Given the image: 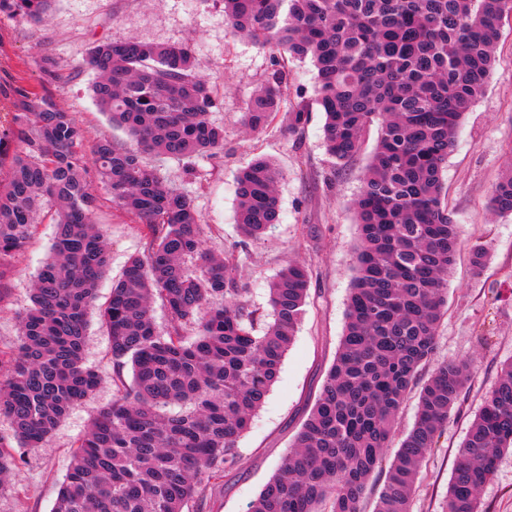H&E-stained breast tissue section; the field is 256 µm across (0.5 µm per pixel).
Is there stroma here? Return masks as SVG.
I'll return each instance as SVG.
<instances>
[{"mask_svg": "<svg viewBox=\"0 0 512 512\" xmlns=\"http://www.w3.org/2000/svg\"><path fill=\"white\" fill-rule=\"evenodd\" d=\"M137 39L190 44L198 73L219 104L212 124L223 127L224 147L196 159L192 168L153 156L149 162L193 201L205 225L206 247L215 254L238 255L235 277L243 298L265 306L269 282L291 262L312 273L302 323L262 409L239 442L238 466L215 482L205 512H247L276 473L302 422L319 396L342 336L357 243L352 200L375 145L337 167L323 140L325 116L314 107L315 69L310 61L288 60L286 104L311 103L302 133L288 135L281 117L260 132L241 123L248 97L268 79V50L235 37L224 22L221 0H57L46 20L0 13V84L49 90L57 105L76 117L85 145L101 137L125 140L99 110L91 93L94 75L85 65L89 48L102 41ZM54 62L55 79L42 71L43 56ZM498 61L484 95L466 116L443 172L448 210L459 226V247L448 279V312L438 332L435 361L468 359L474 376L459 409L448 420L439 448L423 466L413 492L412 512H444L448 483L460 444L501 365L512 360V215L489 209L492 189L512 168V18H504ZM282 171L278 185L280 220L248 248L239 245L236 176L256 158ZM95 220L109 242L108 271L97 291L98 303L131 257L143 254L146 238L139 220L118 208L111 193L96 185ZM56 227L38 224L28 249L0 270V353L17 343V320L31 304V282L50 252ZM491 250L483 273H475L472 248ZM97 371L96 391L55 429L47 447L15 450L8 484L0 489V512H51L69 465L71 446L97 412L111 403L114 368L109 338L91 317L84 350ZM486 512H512V454H503L480 494Z\"/></svg>", "mask_w": 512, "mask_h": 512, "instance_id": "1", "label": "stroma"}]
</instances>
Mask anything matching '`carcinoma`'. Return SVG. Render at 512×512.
Masks as SVG:
<instances>
[{
	"label": "carcinoma",
	"instance_id": "obj_1",
	"mask_svg": "<svg viewBox=\"0 0 512 512\" xmlns=\"http://www.w3.org/2000/svg\"><path fill=\"white\" fill-rule=\"evenodd\" d=\"M55 2L0 0V12L40 23ZM508 15L512 0H224L237 36L275 56L311 59L334 160L356 156L377 131L353 202L358 243L336 358L249 512H361L379 470L377 512H411L418 474L471 380V363L437 364L393 459L386 448L401 404L435 355L459 245L443 170L494 70ZM86 63L97 75L94 99L129 136L127 143L100 139L90 159L75 117L48 91L0 85L15 108L0 137V267L26 249L45 205L56 206L50 256L0 373V420L18 447L43 448L94 392L99 377L83 351L95 310L110 339L115 393L74 441L52 512H203L211 480L239 463L238 442L278 378L305 313L310 271L289 264L269 285L268 310L249 306L232 259L206 248L191 199L145 161L163 155L188 164L224 146V128L208 121L216 98L189 46L101 42ZM285 77L274 70L250 97L247 129L266 128L281 110ZM309 118L307 105H296L286 112L288 131ZM91 165L148 238L99 308L109 252L94 224ZM281 178L265 159L238 172L244 239H260L279 221ZM490 207L512 214V174L495 185ZM157 298L169 315L165 335L154 319ZM188 323L197 329L192 339L182 334ZM509 450L512 361L501 366L459 448L445 512H482L480 492ZM384 482V472H376L369 479L366 491L361 500V508L363 512H375Z\"/></svg>",
	"mask_w": 512,
	"mask_h": 512
}]
</instances>
